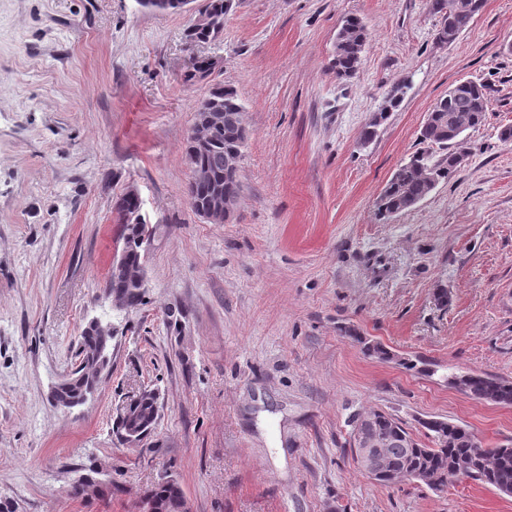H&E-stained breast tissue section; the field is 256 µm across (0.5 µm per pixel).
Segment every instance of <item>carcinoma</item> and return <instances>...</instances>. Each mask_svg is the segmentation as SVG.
<instances>
[{
    "label": "carcinoma",
    "instance_id": "carcinoma-1",
    "mask_svg": "<svg viewBox=\"0 0 512 512\" xmlns=\"http://www.w3.org/2000/svg\"><path fill=\"white\" fill-rule=\"evenodd\" d=\"M464 6L453 14L452 30L456 35L466 31L482 7H469L471 0H461ZM222 30L199 31L188 28L186 40L190 44L205 43L216 39ZM368 33L363 21L351 16L344 20L336 35L334 51V72L336 78L347 79L352 77L360 64L361 54L367 43ZM224 102V111L236 112L242 104L236 92L226 88L220 83L212 85L208 94L195 106V121H200L204 112L208 111L213 102ZM488 108L486 89L481 84L464 85L451 99L441 97L435 101L432 109L434 117L444 121L447 133L438 136L436 131L426 134L422 141L431 145L445 144L446 149L454 147V135L458 127L467 129L482 123ZM243 140V136L232 124H224V131L216 134L205 151L196 154L186 153L189 167L207 165L213 172L224 179V183L233 195L238 196L242 191L240 178L224 177V151L235 147ZM449 154L434 160L425 152L415 153L409 161L401 164L392 174L383 189L384 200L377 206L378 215L385 219L391 213L402 212L411 208V202L421 201L431 193V184L427 178L428 169L436 171L440 179L450 175L448 171ZM137 209V205L125 197H120L115 204L117 224L120 225V239L123 242L121 252L125 256L124 270L111 267L108 274L106 290L120 291L126 294L129 307L141 305L138 294L126 288L127 274L138 268L142 263L141 240L149 233L147 224L137 226L132 230L125 221L128 213ZM112 338L99 336L91 330L80 334L78 360L72 366V379L75 384L67 391L69 397H78L81 385L79 376L85 368L84 356L95 350H109ZM448 382L459 386L472 398L493 403L504 407H512V382L498 378L488 377L476 373L451 375ZM155 395L152 391L143 393L134 408L141 421V425L151 428L153 421ZM422 427L427 430L430 443L424 444L418 439H412L413 448L402 447V438L397 436L392 441V447L387 449L388 467L392 468L399 463H406L412 468H424L431 472L433 485L430 489L441 491L448 484V477L456 475V464L466 459L472 464L471 479L479 481L497 491L512 492V447L487 448L480 444V439L465 425L448 420L428 419Z\"/></svg>",
    "mask_w": 512,
    "mask_h": 512
}]
</instances>
